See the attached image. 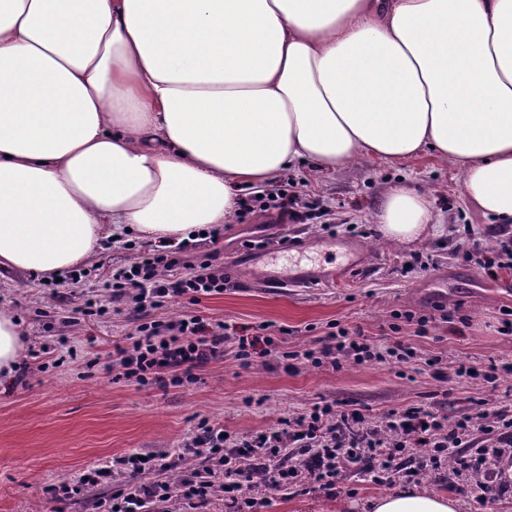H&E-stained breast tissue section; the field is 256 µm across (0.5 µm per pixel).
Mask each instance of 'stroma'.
I'll return each mask as SVG.
<instances>
[{
	"label": "stroma",
	"instance_id": "1",
	"mask_svg": "<svg viewBox=\"0 0 512 512\" xmlns=\"http://www.w3.org/2000/svg\"><path fill=\"white\" fill-rule=\"evenodd\" d=\"M288 176L304 182L320 217L281 224L275 215L259 212L248 223L225 225L218 243L204 241L190 252L199 259L219 251L226 275L223 294L194 307L174 302L163 317L192 310L239 329L270 322L281 327L278 341L291 351L313 347L331 323L362 330L386 345L395 313L433 316L442 306L451 319H434L421 337L413 327L403 328L401 340L417 351L408 363L347 362L336 371L304 367L290 373L273 355L247 368L227 357L206 367L201 381L190 387L140 388L114 381L108 370L116 347L126 345L136 328L135 315L124 311L76 320L71 314L72 299L83 294L108 302L99 270L133 262L135 251L122 243L108 246L92 262L96 274L64 286L63 301L51 299L30 276L1 271L0 315L20 322L22 359L44 345L49 351L39 357L47 371L32 368L0 381V512H50L44 486L74 479L115 456L173 451L201 416L247 435L322 400L356 402L375 423L388 410L420 401L452 417L470 412L475 398L492 408L512 407V375L491 384L451 371L442 380L427 363L433 355L451 368L462 361L478 368L492 359L512 362V334L504 332L502 315L512 308V273L491 279L462 248L469 241L488 245L510 239L512 224H494L466 202L458 168L426 153L401 166L359 158L326 175L301 162ZM399 185L427 194L432 206L433 229L411 243L385 240L375 220L386 192ZM254 231L286 236L297 250L315 253L323 268L338 265L336 253L321 248L332 233L359 244L364 256L344 283L278 290L257 271L263 252L241 245ZM419 251L432 255L433 267L403 269V260ZM62 338L75 355L58 366L55 346ZM92 358L97 366L86 369ZM443 394L448 397L444 404L439 401ZM250 396L261 399V406L245 407ZM386 491V486L351 478L337 485L335 495L285 492L263 500L259 512H336L340 502L349 505V512H364L366 500Z\"/></svg>",
	"mask_w": 512,
	"mask_h": 512
}]
</instances>
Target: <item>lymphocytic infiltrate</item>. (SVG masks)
Masks as SVG:
<instances>
[{
	"instance_id": "1",
	"label": "lymphocytic infiltrate",
	"mask_w": 512,
	"mask_h": 512,
	"mask_svg": "<svg viewBox=\"0 0 512 512\" xmlns=\"http://www.w3.org/2000/svg\"><path fill=\"white\" fill-rule=\"evenodd\" d=\"M306 207L297 183H275L261 195L243 199L237 217L245 223L256 210L272 209L281 222L298 223L307 219ZM187 248L184 242L175 249L144 248L134 263L109 270L104 289L112 300L132 305L140 317L128 345L116 348L112 356L115 380L141 388L185 387L198 383L200 370L224 356L248 367L274 352L287 370L301 365L338 369L346 361L407 362L416 352L399 340L402 324L415 326L420 335L428 331L429 317L407 310L391 324L396 339L388 346L332 323L318 347L282 352L271 323L243 334L191 312L178 319L154 318V311L173 301L197 305L224 291V269L211 260L181 274ZM383 426L396 432L394 441L382 438ZM181 453L200 459L205 470L184 475L176 489L165 478L175 459L153 453L142 459L134 453L89 469L86 477L44 486L42 494L47 502L67 505L88 487L106 484L112 492L97 503L98 512H165L175 495L189 512L219 495L224 512H257V501L247 490L259 483L299 494L333 492L350 473L375 484H410L420 473L442 471L453 455L466 474L462 489L476 490L478 501L487 503L512 489L498 471L502 458L512 459V411L492 410L477 401L471 413L451 420L413 404L390 411L377 426L355 404L323 400L245 437L225 434L223 423L199 417Z\"/></svg>"
}]
</instances>
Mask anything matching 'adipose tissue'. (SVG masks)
Listing matches in <instances>:
<instances>
[{"mask_svg": "<svg viewBox=\"0 0 512 512\" xmlns=\"http://www.w3.org/2000/svg\"><path fill=\"white\" fill-rule=\"evenodd\" d=\"M427 150L512 224V0H0V271L208 234L297 161ZM376 221L411 242L432 213L399 186ZM367 507L459 512L429 489Z\"/></svg>", "mask_w": 512, "mask_h": 512, "instance_id": "1", "label": "adipose tissue"}]
</instances>
